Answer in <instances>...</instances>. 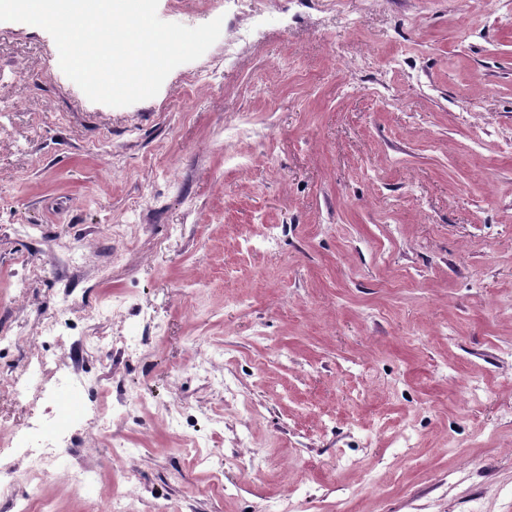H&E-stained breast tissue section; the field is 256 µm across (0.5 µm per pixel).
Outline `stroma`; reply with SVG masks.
<instances>
[{
    "mask_svg": "<svg viewBox=\"0 0 512 512\" xmlns=\"http://www.w3.org/2000/svg\"><path fill=\"white\" fill-rule=\"evenodd\" d=\"M261 8L158 0L222 38L125 107L0 22V328L24 329L0 376L71 289L97 316L72 314L66 359L112 413L68 457L95 482L28 491L57 512H512V0ZM115 337L140 357L97 352Z\"/></svg>",
    "mask_w": 512,
    "mask_h": 512,
    "instance_id": "obj_1",
    "label": "stroma"
}]
</instances>
